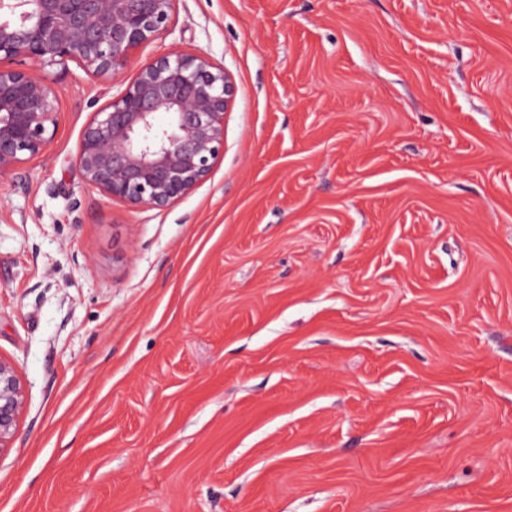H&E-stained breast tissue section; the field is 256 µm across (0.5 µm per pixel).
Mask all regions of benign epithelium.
Segmentation results:
<instances>
[{
	"mask_svg": "<svg viewBox=\"0 0 512 512\" xmlns=\"http://www.w3.org/2000/svg\"><path fill=\"white\" fill-rule=\"evenodd\" d=\"M174 0H0V176L41 154L52 139L59 92L25 65L80 64L115 75L166 29ZM236 85L203 56L164 54L84 127L78 162L110 198L165 209L209 175L224 150V114ZM168 114L160 126L156 115ZM26 400L15 367L0 359V455Z\"/></svg>",
	"mask_w": 512,
	"mask_h": 512,
	"instance_id": "1",
	"label": "benign epithelium"
}]
</instances>
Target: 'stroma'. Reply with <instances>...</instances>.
Segmentation results:
<instances>
[{
  "label": "stroma",
  "mask_w": 512,
  "mask_h": 512,
  "mask_svg": "<svg viewBox=\"0 0 512 512\" xmlns=\"http://www.w3.org/2000/svg\"><path fill=\"white\" fill-rule=\"evenodd\" d=\"M229 73L167 209L86 183L153 58ZM0 178V512H512V0H175ZM25 400L21 377L10 362L0 358V456L12 448Z\"/></svg>",
  "instance_id": "obj_1"
}]
</instances>
